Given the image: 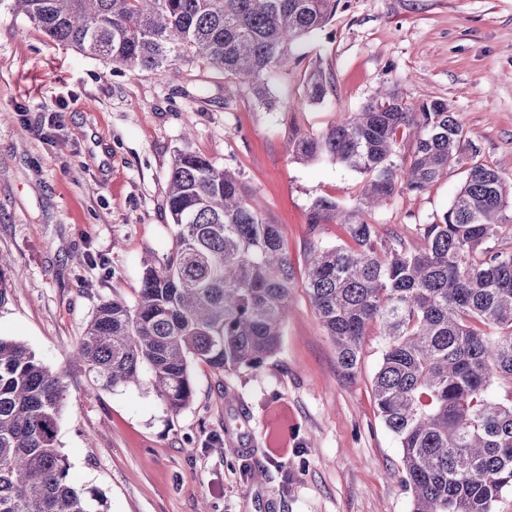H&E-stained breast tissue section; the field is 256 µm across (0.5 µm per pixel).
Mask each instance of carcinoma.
I'll list each match as a JSON object with an SVG mask.
<instances>
[{"label": "carcinoma", "instance_id": "1", "mask_svg": "<svg viewBox=\"0 0 512 512\" xmlns=\"http://www.w3.org/2000/svg\"><path fill=\"white\" fill-rule=\"evenodd\" d=\"M339 0H0L53 42L133 72L206 65L264 105L267 74L322 29ZM329 80L309 74L320 103ZM416 136L408 163L398 136ZM303 162L328 157L366 176L355 209L316 199L308 232L346 226L349 246H315L305 288L338 364L355 373L363 338L383 347L373 378L379 416L401 448L412 512H492L512 489V187L476 161L422 245L381 237L366 216L395 195L428 190L478 148L448 102L409 104L385 91L317 134L294 133ZM172 248L146 262L132 306L101 301L73 360L102 390L146 382L172 412L192 403V364L257 369L279 347L295 279L282 231L250 201L239 175L195 152L175 156L165 192ZM63 378L21 342L0 337V512H107L75 486L57 446Z\"/></svg>", "mask_w": 512, "mask_h": 512}]
</instances>
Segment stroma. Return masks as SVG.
<instances>
[{
    "mask_svg": "<svg viewBox=\"0 0 512 512\" xmlns=\"http://www.w3.org/2000/svg\"><path fill=\"white\" fill-rule=\"evenodd\" d=\"M299 64L267 84L279 105L208 67L135 74L46 38L0 12V337L27 345L68 386L57 441L74 483L108 512H411L395 437L372 395L382 340L364 339L353 375L338 365L305 289L312 244L345 245L338 224L308 234L313 201L352 208L365 181L334 161L296 160L293 131L318 133L387 85L406 102L444 99L480 163L512 186V0H340L298 42ZM331 81L310 102V70ZM239 171L280 225L295 268L279 350L257 370H192L174 413L148 385L93 389L72 351L104 299L135 303L144 261L174 226L164 195L176 154ZM463 166L369 218L380 235L447 210Z\"/></svg>",
    "mask_w": 512,
    "mask_h": 512,
    "instance_id": "1",
    "label": "stroma"
}]
</instances>
